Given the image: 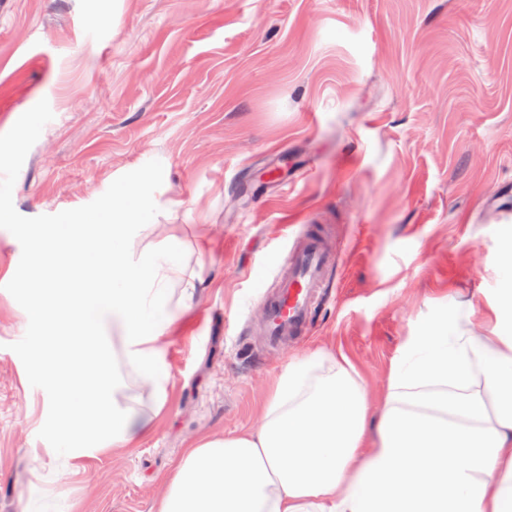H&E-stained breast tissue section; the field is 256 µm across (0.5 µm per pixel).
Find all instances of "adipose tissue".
<instances>
[{
	"label": "adipose tissue",
	"instance_id": "1",
	"mask_svg": "<svg viewBox=\"0 0 512 512\" xmlns=\"http://www.w3.org/2000/svg\"><path fill=\"white\" fill-rule=\"evenodd\" d=\"M156 171L123 180L101 215L31 237V313L45 344L35 371L54 393L52 452L71 460L123 448L151 419L115 398L116 355L165 404L160 337L190 311L207 230L184 242L164 227L140 243L159 200ZM470 305L439 313L393 362L370 412L348 359L319 350L273 384L261 426L203 437L166 479L158 512H512V289L489 305L493 333L463 327Z\"/></svg>",
	"mask_w": 512,
	"mask_h": 512
}]
</instances>
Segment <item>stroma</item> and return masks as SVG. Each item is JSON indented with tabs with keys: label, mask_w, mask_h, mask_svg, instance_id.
<instances>
[{
	"label": "stroma",
	"mask_w": 512,
	"mask_h": 512,
	"mask_svg": "<svg viewBox=\"0 0 512 512\" xmlns=\"http://www.w3.org/2000/svg\"><path fill=\"white\" fill-rule=\"evenodd\" d=\"M0 512H157L185 448L259 424L272 381L326 348L378 404L437 311L470 332L512 274V0H0ZM179 199L155 223L212 251L160 341L166 402L129 448L61 473L31 385L41 325L9 288L20 233L99 212L141 170ZM334 260L310 333L268 349L254 263L307 227ZM25 335L24 344L16 336Z\"/></svg>",
	"instance_id": "1"
}]
</instances>
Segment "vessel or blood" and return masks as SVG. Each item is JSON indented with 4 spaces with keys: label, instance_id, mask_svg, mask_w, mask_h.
Here are the masks:
<instances>
[{
    "label": "vessel or blood",
    "instance_id": "b4317fda",
    "mask_svg": "<svg viewBox=\"0 0 512 512\" xmlns=\"http://www.w3.org/2000/svg\"><path fill=\"white\" fill-rule=\"evenodd\" d=\"M330 255L321 234L303 232L289 254L278 260L282 271L273 289H262L263 330L269 344H278L305 330L323 286Z\"/></svg>",
    "mask_w": 512,
    "mask_h": 512
}]
</instances>
